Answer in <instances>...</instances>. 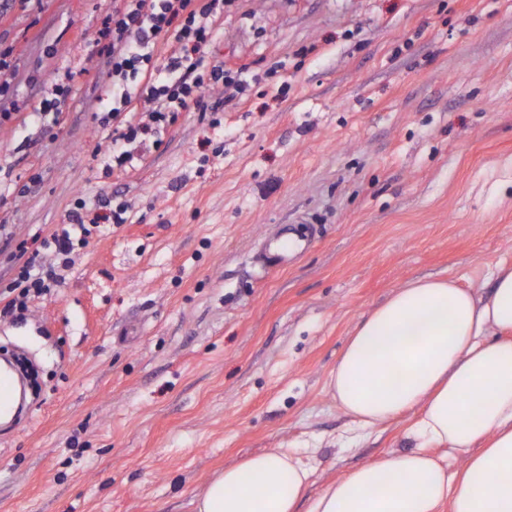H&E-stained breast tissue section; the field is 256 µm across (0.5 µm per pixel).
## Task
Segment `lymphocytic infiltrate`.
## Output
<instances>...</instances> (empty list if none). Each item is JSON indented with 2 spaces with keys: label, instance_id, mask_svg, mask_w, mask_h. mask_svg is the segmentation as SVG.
<instances>
[{
  "label": "lymphocytic infiltrate",
  "instance_id": "obj_1",
  "mask_svg": "<svg viewBox=\"0 0 512 512\" xmlns=\"http://www.w3.org/2000/svg\"><path fill=\"white\" fill-rule=\"evenodd\" d=\"M120 9L107 16L98 33L104 43L108 76L112 81V106L106 118L112 123V168L122 172L134 160L130 144L143 143L172 126L181 112L201 106L208 90L223 87L229 96L243 94L245 68L231 69L211 59L209 47L218 33L215 21L224 13L225 0H122ZM173 41L174 48L159 57L158 45ZM70 74L56 75L43 87L22 124L39 115H61L72 92ZM140 112L132 120V112ZM99 213L77 202L67 224L54 229L28 255L8 288L0 291V316L24 308L30 295H40L59 285L62 272L74 262L98 224Z\"/></svg>",
  "mask_w": 512,
  "mask_h": 512
}]
</instances>
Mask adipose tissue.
<instances>
[{
	"label": "adipose tissue",
	"mask_w": 512,
	"mask_h": 512,
	"mask_svg": "<svg viewBox=\"0 0 512 512\" xmlns=\"http://www.w3.org/2000/svg\"><path fill=\"white\" fill-rule=\"evenodd\" d=\"M489 281L486 295L450 277L406 282L357 326L330 374L355 429L415 413L413 449L309 500L304 464L255 454L195 492V512H512V264L498 263ZM431 446L466 454L465 466L447 473Z\"/></svg>",
	"instance_id": "adipose-tissue-1"
}]
</instances>
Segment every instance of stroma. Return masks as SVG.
<instances>
[{"mask_svg":"<svg viewBox=\"0 0 512 512\" xmlns=\"http://www.w3.org/2000/svg\"><path fill=\"white\" fill-rule=\"evenodd\" d=\"M120 0H14L0 18L28 111L72 71L67 120L0 119V290L77 199L118 194L64 284L0 318L39 369L0 436V512H193L225 467L282 448L329 480L409 447L351 430L325 388L359 323L405 282L483 290L512 262V0H229L213 57L248 66L107 172L112 82L92 46ZM30 185L25 195L17 189ZM312 246L262 267L283 224Z\"/></svg>","mask_w":512,"mask_h":512,"instance_id":"stroma-1","label":"stroma"}]
</instances>
